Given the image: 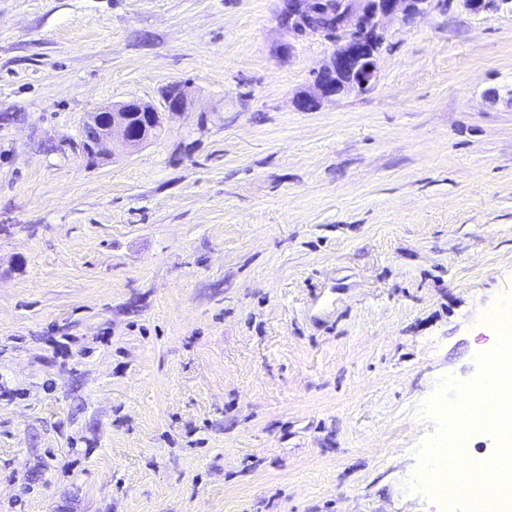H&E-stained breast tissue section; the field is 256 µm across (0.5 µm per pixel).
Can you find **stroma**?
<instances>
[{
  "label": "stroma",
  "mask_w": 512,
  "mask_h": 512,
  "mask_svg": "<svg viewBox=\"0 0 512 512\" xmlns=\"http://www.w3.org/2000/svg\"><path fill=\"white\" fill-rule=\"evenodd\" d=\"M282 8L0 0V512H441L421 408L512 299V14L391 23L303 112L336 44ZM169 86L158 105L131 100L120 105H105L85 113L82 124L88 134L83 147L86 157L93 161L110 156L112 144L117 138L122 140L130 152L151 140L154 129L132 126L131 112H150L153 117L157 116V121H154L156 126H163L168 119L188 112L190 101L184 86L179 82H173Z\"/></svg>",
  "instance_id": "stroma-1"
}]
</instances>
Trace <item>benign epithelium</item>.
<instances>
[{
  "label": "benign epithelium",
  "instance_id": "7a95c632",
  "mask_svg": "<svg viewBox=\"0 0 512 512\" xmlns=\"http://www.w3.org/2000/svg\"><path fill=\"white\" fill-rule=\"evenodd\" d=\"M447 0H283L280 21L296 37L318 36L337 43L329 61L313 73L312 88L299 97V110L317 107L325 100L342 97L352 91L370 90L377 77V58L384 42V22L406 20L417 14L438 10ZM474 14L500 11L512 13V0H462ZM189 97L179 82L170 84L159 104L140 100L120 105H105L84 114L82 124L88 137L84 153L93 161L112 153L115 139L134 152L151 140L154 129L134 127L130 113L149 112L157 117L155 125L189 110Z\"/></svg>",
  "mask_w": 512,
  "mask_h": 512
}]
</instances>
